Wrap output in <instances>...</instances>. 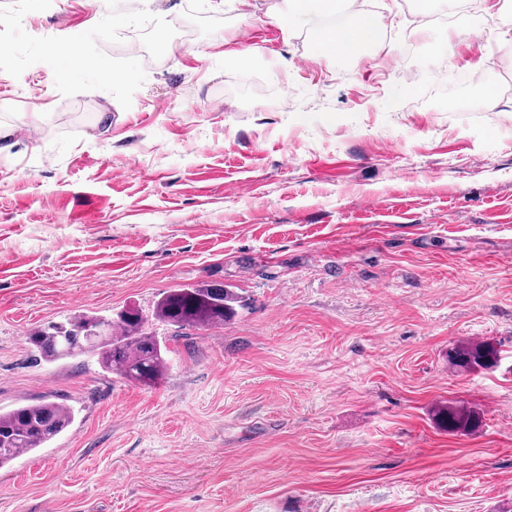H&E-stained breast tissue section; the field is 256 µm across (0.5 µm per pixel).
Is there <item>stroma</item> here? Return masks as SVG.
<instances>
[{"label": "stroma", "mask_w": 512, "mask_h": 512, "mask_svg": "<svg viewBox=\"0 0 512 512\" xmlns=\"http://www.w3.org/2000/svg\"><path fill=\"white\" fill-rule=\"evenodd\" d=\"M350 0L395 48L320 55L290 0H0V410L73 424L0 512H512V0ZM221 283L230 322H154ZM137 309L152 386L35 327ZM464 405L477 428L434 418ZM508 358L502 350L490 343L476 345H457L448 352V362L455 369L471 372L476 369L497 368L502 360Z\"/></svg>", "instance_id": "stroma-1"}]
</instances>
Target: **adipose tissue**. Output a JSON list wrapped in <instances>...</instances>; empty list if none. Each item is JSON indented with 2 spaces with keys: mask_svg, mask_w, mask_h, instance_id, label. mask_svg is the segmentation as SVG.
Listing matches in <instances>:
<instances>
[{
  "mask_svg": "<svg viewBox=\"0 0 512 512\" xmlns=\"http://www.w3.org/2000/svg\"><path fill=\"white\" fill-rule=\"evenodd\" d=\"M294 7L282 27L286 32L307 28L310 39L320 54L354 58L368 46L382 42V29L378 19L361 11L341 26H328L325 14L335 12L336 0H293Z\"/></svg>",
  "mask_w": 512,
  "mask_h": 512,
  "instance_id": "adipose-tissue-1",
  "label": "adipose tissue"
}]
</instances>
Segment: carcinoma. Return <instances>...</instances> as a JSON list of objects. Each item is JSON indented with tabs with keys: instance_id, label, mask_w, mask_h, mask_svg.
Wrapping results in <instances>:
<instances>
[{
	"instance_id": "obj_1",
	"label": "carcinoma",
	"mask_w": 512,
	"mask_h": 512,
	"mask_svg": "<svg viewBox=\"0 0 512 512\" xmlns=\"http://www.w3.org/2000/svg\"><path fill=\"white\" fill-rule=\"evenodd\" d=\"M237 303V293L221 284L175 288L157 304L154 320L166 326L207 330L232 320ZM103 321L102 316L79 311L61 322L35 328L26 340L47 361L90 353L105 370L126 380L151 385L162 378L168 368L169 350L148 330L139 312L112 320L99 335H85L86 328ZM506 358L489 343L458 345L448 353L449 364L463 372L493 369ZM434 415L450 432H467L477 424L475 413L464 405L438 408ZM73 420L69 407L47 400L0 411V467L45 447Z\"/></svg>"
}]
</instances>
